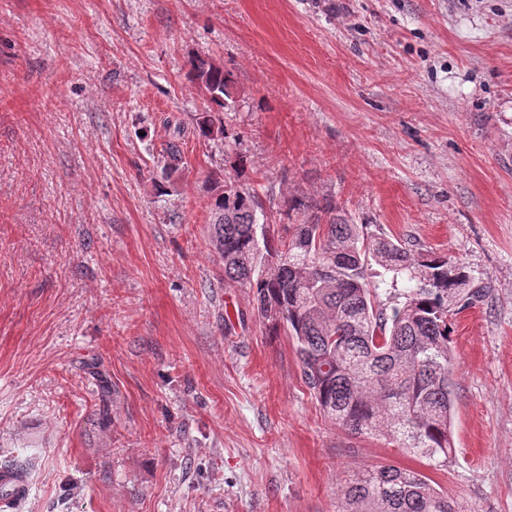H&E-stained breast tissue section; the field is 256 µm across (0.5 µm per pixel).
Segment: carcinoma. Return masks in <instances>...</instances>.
Listing matches in <instances>:
<instances>
[{
    "label": "carcinoma",
    "instance_id": "1",
    "mask_svg": "<svg viewBox=\"0 0 512 512\" xmlns=\"http://www.w3.org/2000/svg\"><path fill=\"white\" fill-rule=\"evenodd\" d=\"M194 79L209 96L201 136L224 135L233 103L224 68L198 58ZM209 241L224 287L249 288L269 331L296 343L301 379L324 416L356 435L378 436L428 465L448 466L453 378L452 302L468 307L484 289H465L448 256L370 233L335 202L288 198V236H275L258 192L229 177L212 184ZM392 274L381 297L372 266ZM410 287L396 289L398 281ZM337 512H460L417 470L384 464L339 486Z\"/></svg>",
    "mask_w": 512,
    "mask_h": 512
}]
</instances>
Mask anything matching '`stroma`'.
Instances as JSON below:
<instances>
[{
    "instance_id": "1",
    "label": "stroma",
    "mask_w": 512,
    "mask_h": 512,
    "mask_svg": "<svg viewBox=\"0 0 512 512\" xmlns=\"http://www.w3.org/2000/svg\"><path fill=\"white\" fill-rule=\"evenodd\" d=\"M193 57L234 81L224 137L199 133ZM219 172L276 233L290 196L328 199L486 287L448 317L445 469L329 422L292 338L225 288ZM18 455V512H336L385 463L512 512V0H0V462Z\"/></svg>"
}]
</instances>
